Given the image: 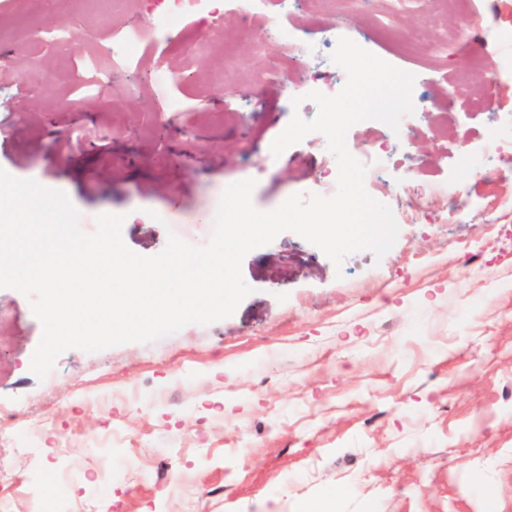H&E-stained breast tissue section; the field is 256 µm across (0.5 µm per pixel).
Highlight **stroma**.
<instances>
[{
  "label": "stroma",
  "instance_id": "obj_1",
  "mask_svg": "<svg viewBox=\"0 0 512 512\" xmlns=\"http://www.w3.org/2000/svg\"><path fill=\"white\" fill-rule=\"evenodd\" d=\"M469 12L466 27L420 0L317 15L306 0H205L169 32L150 0H0V168L64 191L85 233L123 215L141 256L172 233L205 244L240 180L255 179L261 211L335 193L324 135L270 153L317 106L293 105L276 80L289 50L266 45V22L315 43L313 90L345 85L325 43L338 32L418 75L409 137L376 123L346 136L355 158L385 156L368 190L399 226L383 258L361 250L337 266L282 232L244 257L251 292L232 316L70 349L45 378L31 370L42 325L29 298L0 289V406L33 425L0 477L10 512H512V147L485 142L512 115V0H469ZM384 13L386 38L373 26ZM119 39L137 56L115 58ZM476 53L498 73L482 111L469 105L484 82ZM88 74L108 82L109 105Z\"/></svg>",
  "mask_w": 512,
  "mask_h": 512
}]
</instances>
